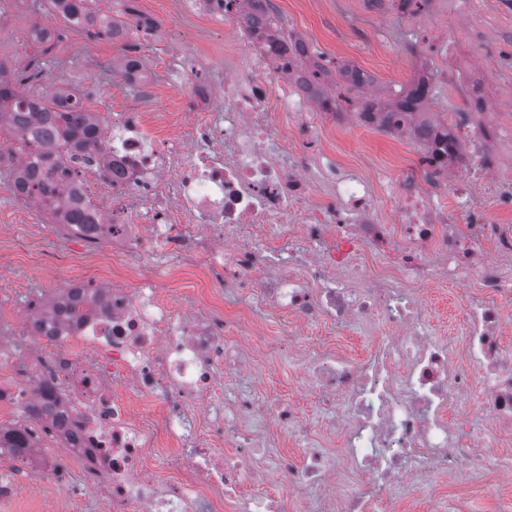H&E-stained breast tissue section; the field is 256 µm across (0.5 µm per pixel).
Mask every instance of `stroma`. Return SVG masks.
I'll return each instance as SVG.
<instances>
[{"label": "stroma", "mask_w": 512, "mask_h": 512, "mask_svg": "<svg viewBox=\"0 0 512 512\" xmlns=\"http://www.w3.org/2000/svg\"><path fill=\"white\" fill-rule=\"evenodd\" d=\"M275 13L286 32L303 36L315 52L331 64L350 63L373 77L371 93L396 98L419 67L433 75L435 97L431 109L436 120L451 119L468 110V81L478 77L486 109L474 113L472 123L487 128V149L497 173L512 176V0H428L420 13L395 9L374 14L368 0H274ZM140 17L156 25L142 41L143 64L150 73L145 84H129L117 65L126 54L122 42L105 37L87 39L83 29L67 25L58 14L34 7L33 0H0V62L24 68L20 44L35 21H43L61 34L40 57L43 87L75 85L92 111H118L136 104L145 112H186L190 109L188 72L197 61L226 79L248 70V52L236 30L218 20L184 9L182 0H135ZM417 145L377 128L342 123L323 132L322 152L337 171L355 172L384 184L410 174ZM47 216L38 208L19 212L8 178L0 174V322L24 320L29 303L54 294L71 278L86 276L111 283L108 267L89 263L78 238L46 228ZM467 282L431 285L426 300L436 330L460 342L462 320L457 308L467 295ZM42 454L57 458L69 474L70 490L58 489L48 477L34 476L37 497L0 499V512H101L96 494L82 489L79 460L59 455L54 441H46ZM499 512L501 502L512 501V484L497 495L481 484L466 487L440 479L429 490L395 500L390 512Z\"/></svg>", "instance_id": "1"}]
</instances>
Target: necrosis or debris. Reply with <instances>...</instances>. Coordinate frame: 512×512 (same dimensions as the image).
<instances>
[{
  "mask_svg": "<svg viewBox=\"0 0 512 512\" xmlns=\"http://www.w3.org/2000/svg\"><path fill=\"white\" fill-rule=\"evenodd\" d=\"M215 2L187 0L238 27L248 74L221 87L195 68L191 109L173 129L160 131L147 112H116L104 121L106 165L83 154L70 161V185L95 205L80 238L89 247L111 241L112 286L103 308L75 327L42 335L40 310L17 324L22 353L0 351L17 381L0 401L16 403L34 435L50 433L79 457L112 512H285L282 495L264 487L259 458L287 482L298 512H382L395 491L422 481L512 478V278L498 262L512 253V226L485 223L472 198L478 186L512 206V178L485 159L487 130L466 112L448 129L399 112L390 130L418 146L413 173L381 189L338 174L319 149L323 125L351 117L374 126L380 113L344 102L348 74H335L337 94H315L299 67L306 42L268 56L255 37L265 13L246 0ZM276 86L294 116L283 129L268 109ZM453 166L468 178L449 186ZM320 182L334 205L316 204ZM445 187L471 224L433 202L431 191ZM138 214L146 223H134ZM486 242L498 259L485 257ZM364 252L383 269L360 264ZM178 266L207 278L209 292L172 287ZM468 279L477 290L459 302L457 350L436 334L420 291ZM262 318L281 334L267 337ZM359 324L385 335L352 358L333 336ZM320 325L324 335L306 343ZM293 349L303 389L340 431L338 449L322 445L295 397L228 386ZM248 418L287 429L299 452H274V437L247 430ZM346 471L358 479L350 490Z\"/></svg>",
  "mask_w": 512,
  "mask_h": 512,
  "instance_id": "4bbe7bcc",
  "label": "necrosis or debris"
}]
</instances>
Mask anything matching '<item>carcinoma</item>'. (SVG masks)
Wrapping results in <instances>:
<instances>
[{
	"instance_id": "1",
	"label": "carcinoma",
	"mask_w": 512,
	"mask_h": 512,
	"mask_svg": "<svg viewBox=\"0 0 512 512\" xmlns=\"http://www.w3.org/2000/svg\"><path fill=\"white\" fill-rule=\"evenodd\" d=\"M50 9L59 13L67 24L75 27L103 29L106 35L122 28H131L127 21H116L97 10L96 0H47ZM256 8L270 9L268 23L259 36L272 46L286 38L283 28L272 12V4L262 5L252 0ZM101 117L86 107L82 93L73 86L45 89L33 83V77L16 76L0 64V125L9 129L15 141L29 148L30 157L36 159L33 168L40 170L33 202L54 218L84 227L91 215L77 203L70 192L54 181V173L74 152H103L95 132ZM105 289L90 295L89 301L68 298L65 288L55 295V306L64 317L76 323L97 306ZM15 435L9 451L21 458H32L37 448L26 446V439L12 429Z\"/></svg>"
}]
</instances>
